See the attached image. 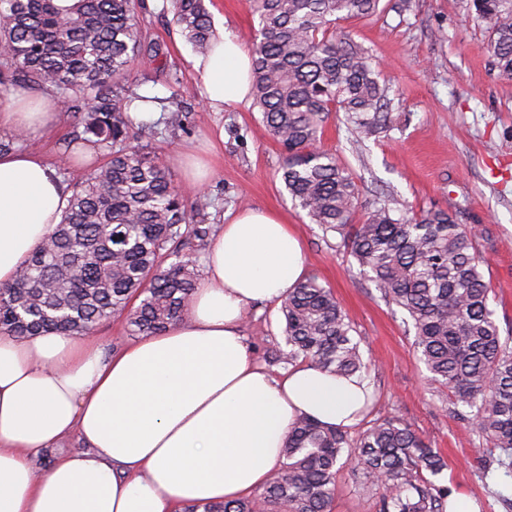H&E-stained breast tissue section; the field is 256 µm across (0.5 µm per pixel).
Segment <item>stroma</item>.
Returning <instances> with one entry per match:
<instances>
[{"label": "stroma", "instance_id": "1", "mask_svg": "<svg viewBox=\"0 0 512 512\" xmlns=\"http://www.w3.org/2000/svg\"><path fill=\"white\" fill-rule=\"evenodd\" d=\"M376 18L341 21L342 30L362 46L389 85L387 128L363 143L333 113L321 146L351 171L361 208L395 200L409 213L439 208L455 213L459 223L478 227L481 269L488 282L490 305L501 335L512 333V81L498 78L483 50L489 38L472 0H383ZM163 0H138L141 40L159 44V57L139 54L127 74L130 91L169 99L159 113L157 132H144L141 144L162 157L173 183L186 199L178 163L180 152L193 148L209 160L212 176L204 191L213 200L190 214L191 225L220 230L227 213L244 207L285 215L301 236L309 272L332 288L359 336L364 353L375 362L369 382L374 391L372 417L395 415L445 456V478L455 492L471 495L479 512H512L491 494L496 481L485 482L486 463L475 440L443 402L414 349L408 317L388 305L336 236L324 235L295 208L281 174L284 155L267 133L259 112L244 105L213 111L205 98L183 103L176 95L196 84L189 59L194 50L162 9ZM214 24L224 25L245 46L253 44V19L247 0H208ZM77 132L72 113L61 112L56 124L34 134L36 149L64 184H73L83 169L67 166L64 145ZM249 360L268 365L267 354L283 343L278 304L250 308L244 321Z\"/></svg>", "mask_w": 512, "mask_h": 512}]
</instances>
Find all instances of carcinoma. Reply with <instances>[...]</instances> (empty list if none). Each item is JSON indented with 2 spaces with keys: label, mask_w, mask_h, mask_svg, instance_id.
Returning <instances> with one entry per match:
<instances>
[{
  "label": "carcinoma",
  "mask_w": 512,
  "mask_h": 512,
  "mask_svg": "<svg viewBox=\"0 0 512 512\" xmlns=\"http://www.w3.org/2000/svg\"><path fill=\"white\" fill-rule=\"evenodd\" d=\"M381 0H249L257 20L252 108L285 152L282 180L295 206L323 233L340 237L382 297L404 311L419 359L448 390L453 413L484 446L496 471L512 480V336L503 337L489 306L477 256L478 230L443 210L396 218L374 204L355 223L359 193L336 155L312 150L328 119L343 111L365 135L385 126V87L370 56L338 22L372 17ZM173 21L196 52L213 35L205 0H170ZM136 0H0V90L51 87L81 133L67 157L89 146L110 150L72 185L62 221L0 287V333L82 336L123 317L133 336L161 332L185 317L198 281L187 202L159 157L135 143L144 124L131 116L137 96L124 81L132 56L161 54L137 36ZM490 30L486 51L498 76L512 80V0H474ZM34 144L22 132L0 136V152ZM284 346L270 362H307L341 377L369 376L363 339L332 289L309 278L281 302ZM375 496L376 512H448L447 463L402 419L387 415L356 433L309 416L295 420L283 460L252 498L191 504L184 512H332L340 460Z\"/></svg>",
  "instance_id": "obj_1"
}]
</instances>
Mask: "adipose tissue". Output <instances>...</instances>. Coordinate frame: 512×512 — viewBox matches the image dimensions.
<instances>
[{
    "mask_svg": "<svg viewBox=\"0 0 512 512\" xmlns=\"http://www.w3.org/2000/svg\"><path fill=\"white\" fill-rule=\"evenodd\" d=\"M252 56L217 29L191 59L211 107L246 103ZM59 100L17 91L0 129L50 128ZM69 194L34 152L0 154V286L53 232ZM186 318L103 356L89 336L0 334V512H182L261 488L288 429L307 415L350 428L372 389L301 363L275 376L247 357L243 323L307 271L298 235L277 212H239L214 237ZM77 440L43 472L34 458Z\"/></svg>",
    "mask_w": 512,
    "mask_h": 512,
    "instance_id": "1",
    "label": "adipose tissue"
}]
</instances>
